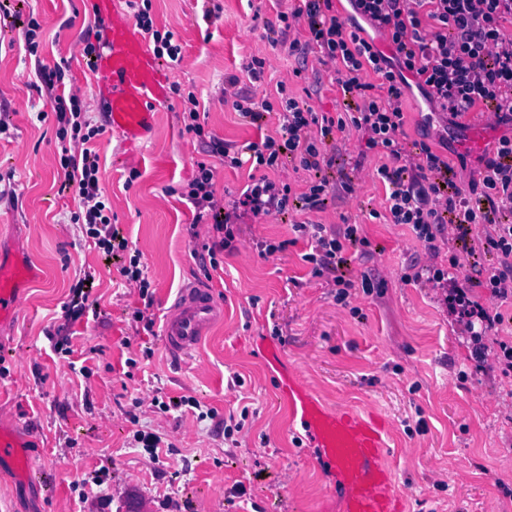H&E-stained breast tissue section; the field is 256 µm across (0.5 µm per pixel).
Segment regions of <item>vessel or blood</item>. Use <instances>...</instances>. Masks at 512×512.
I'll use <instances>...</instances> for the list:
<instances>
[{"instance_id": "vessel-or-blood-1", "label": "vessel or blood", "mask_w": 512, "mask_h": 512, "mask_svg": "<svg viewBox=\"0 0 512 512\" xmlns=\"http://www.w3.org/2000/svg\"><path fill=\"white\" fill-rule=\"evenodd\" d=\"M97 11L107 23L104 50L95 61L105 79L103 103L113 129L133 141L155 131L154 112L164 97L160 68L117 0H99ZM27 274V267L0 264L1 324L16 315L21 305L18 284ZM223 316L224 307L210 289L181 288L166 311L162 341L173 355L192 357ZM281 391L315 448L317 462L333 478L339 512H406V497L388 462L393 453L387 443L391 420L373 411L327 409L295 373L282 378ZM1 460L11 461L25 476L33 474L23 441L0 420Z\"/></svg>"}]
</instances>
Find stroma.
<instances>
[{
	"label": "stroma",
	"mask_w": 512,
	"mask_h": 512,
	"mask_svg": "<svg viewBox=\"0 0 512 512\" xmlns=\"http://www.w3.org/2000/svg\"><path fill=\"white\" fill-rule=\"evenodd\" d=\"M151 3L155 26L172 30L182 46L180 62H159L165 86L179 91L158 105L156 134L132 143L108 128L96 76L78 51L84 37L104 29L94 0H10L0 18V121L9 126L0 137V182L17 194L16 203L0 201V262L32 270L20 285L18 314L0 326V413L24 441L36 473L30 481L0 467V512H138L145 502L152 512H194L199 501L210 512H338L331 476L280 395L279 381L291 370L329 407L377 410L395 423L390 462L407 512H483L490 502L512 512V381L476 371L437 291L402 282L405 259L423 248L407 226L371 217L383 210L385 190L376 176L379 158L358 132L344 133L327 172L336 184L352 180V194H328L307 213L244 216L234 250L218 253L213 274L193 254L188 227L195 209L186 193L198 163L211 166L223 204L238 197L251 172L226 167L204 138L238 147L274 134L279 124L274 113L259 127L239 116L226 76H240L239 90L257 101L283 81L311 111L344 109L333 63L270 39L269 23L298 0ZM30 16L42 24L45 63L70 61L74 90L105 128L95 144L103 185L116 224L142 254L152 306L125 283L119 262L85 245L70 221L76 202L59 191L57 123L23 49ZM255 57L266 61L257 83L243 77ZM191 92L200 101V138L181 131ZM403 110L407 138L430 130L431 146L465 186L480 177L481 153L508 132L478 116L468 129L447 134L445 115L415 88ZM304 219L358 225L372 257L352 259L347 274L379 271L371 294L357 290L348 306L336 304L330 276L313 275L302 259L309 245L293 224ZM266 240L286 248L262 257L256 244ZM86 272L95 277L99 309L71 323L70 288ZM187 283L212 288L224 320L194 358L179 359L134 313L146 307L163 320ZM61 327L74 350L67 361L50 337ZM271 345L282 352L275 368L264 360ZM146 348L151 358H143ZM181 395L198 408L154 412L153 398ZM202 409L214 410V418L199 419ZM243 411V428L225 437V418ZM138 430L165 434L172 454L155 462L131 447ZM101 468L109 476L99 487L90 477Z\"/></svg>",
	"instance_id": "1"
}]
</instances>
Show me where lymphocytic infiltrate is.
Listing matches in <instances>:
<instances>
[{"mask_svg": "<svg viewBox=\"0 0 512 512\" xmlns=\"http://www.w3.org/2000/svg\"><path fill=\"white\" fill-rule=\"evenodd\" d=\"M352 15L333 14L332 0H303L301 7L278 14L283 32L304 29L306 44L334 65V81L344 102L354 111L317 116L290 96L277 82L274 96L254 101L244 96L233 108L251 123H259L275 106L283 121L275 134L243 150L230 151L223 142L210 141L211 153L222 156L233 169L253 161L263 175L250 178L231 206L215 197L213 171L199 165L187 195L201 217L211 220L214 237L202 244L211 268L217 255L233 248L237 224L245 214L267 216L288 211L296 201L299 211L318 209L330 185L324 174L332 165L324 147L337 134L360 131L368 149L383 158L376 175L385 189L386 219L409 226L422 243L424 257L406 263L404 283L423 281L444 291L449 312L469 341L480 372L512 377V335L502 332L506 306L512 305V138L501 137L493 153L482 159L480 189L463 190L447 157L423 140H408L403 132V100L417 86L425 100L450 120L463 118L474 108H493L498 124L512 126V0H349ZM137 27L153 42L157 58L176 62L182 47L171 30L155 27L151 0H127ZM374 81H367V74ZM36 76L58 121L61 191L74 192L77 209L71 214L88 245L105 259L120 260V275L148 295L151 283L140 254L112 222V202L101 177L93 143L103 132L93 124L80 95L67 92L71 64L63 59L47 67L37 65ZM308 174L305 189L293 192L276 181L286 164ZM296 228L307 238L303 260L312 272L331 275L338 304H346L353 290L371 293L374 273L347 278V253L360 238L358 227H326L308 221ZM461 244L447 264H439L444 245Z\"/></svg>", "mask_w": 512, "mask_h": 512, "instance_id": "f902f5d3", "label": "lymphocytic infiltrate"}]
</instances>
